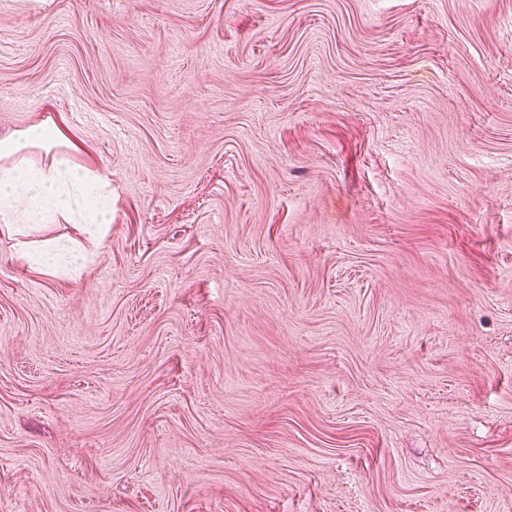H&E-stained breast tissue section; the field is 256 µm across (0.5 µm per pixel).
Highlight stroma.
Instances as JSON below:
<instances>
[{"instance_id": "35a3bbf8", "label": "stroma", "mask_w": 512, "mask_h": 512, "mask_svg": "<svg viewBox=\"0 0 512 512\" xmlns=\"http://www.w3.org/2000/svg\"><path fill=\"white\" fill-rule=\"evenodd\" d=\"M112 224L0 234V512H512V0H0ZM16 253L18 257L40 270H56L58 247L54 240L43 239L42 241L16 242Z\"/></svg>"}]
</instances>
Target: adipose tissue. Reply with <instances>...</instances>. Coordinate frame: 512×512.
Here are the masks:
<instances>
[{
    "mask_svg": "<svg viewBox=\"0 0 512 512\" xmlns=\"http://www.w3.org/2000/svg\"><path fill=\"white\" fill-rule=\"evenodd\" d=\"M76 143L52 114L39 123L0 133V227L14 234L23 219L48 223L62 218L81 225L89 241L103 238L112 222L108 174L75 164ZM53 151L37 163L30 150Z\"/></svg>",
    "mask_w": 512,
    "mask_h": 512,
    "instance_id": "adipose-tissue-1",
    "label": "adipose tissue"
}]
</instances>
